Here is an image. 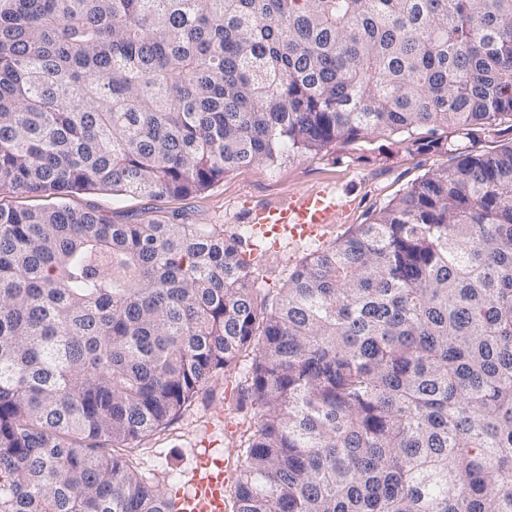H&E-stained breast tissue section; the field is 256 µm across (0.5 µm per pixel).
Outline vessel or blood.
<instances>
[{
  "label": "vessel or blood",
  "instance_id": "obj_1",
  "mask_svg": "<svg viewBox=\"0 0 512 512\" xmlns=\"http://www.w3.org/2000/svg\"><path fill=\"white\" fill-rule=\"evenodd\" d=\"M339 209L340 203L333 192L310 191L262 210L255 221L269 225L272 233L297 237L324 229L333 222ZM232 475L228 462L214 457L211 449H203L196 456L187 492L175 496L178 512H224V496Z\"/></svg>",
  "mask_w": 512,
  "mask_h": 512
}]
</instances>
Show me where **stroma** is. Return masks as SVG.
I'll list each match as a JSON object with an SVG mask.
<instances>
[{"label":"stroma","mask_w":512,"mask_h":512,"mask_svg":"<svg viewBox=\"0 0 512 512\" xmlns=\"http://www.w3.org/2000/svg\"><path fill=\"white\" fill-rule=\"evenodd\" d=\"M453 161L451 153H421L403 143L401 134L384 132L338 143L316 154H292L274 164L241 166L197 194L148 200L93 191L75 195L72 204L97 209L122 223L154 219L220 224L225 235L242 236L256 209L281 204L305 191L326 189L336 193L344 200L346 210L328 226L323 238L286 239L278 250L264 252L254 275L262 287L278 288L311 250L343 237L416 178L447 168ZM231 391L223 374L212 376L189 407L135 448L137 475L167 492L183 485L194 463V450L210 446L235 452L236 437L225 433L233 415L229 407Z\"/></svg>","instance_id":"35a3bbf8"}]
</instances>
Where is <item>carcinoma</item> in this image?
<instances>
[{
    "mask_svg": "<svg viewBox=\"0 0 512 512\" xmlns=\"http://www.w3.org/2000/svg\"><path fill=\"white\" fill-rule=\"evenodd\" d=\"M506 116L512 0H0V190L54 199L0 206V512H175L128 450L235 370L232 512H512V142L275 291L222 224L67 203Z\"/></svg>",
    "mask_w": 512,
    "mask_h": 512,
    "instance_id": "carcinoma-1",
    "label": "carcinoma"
}]
</instances>
